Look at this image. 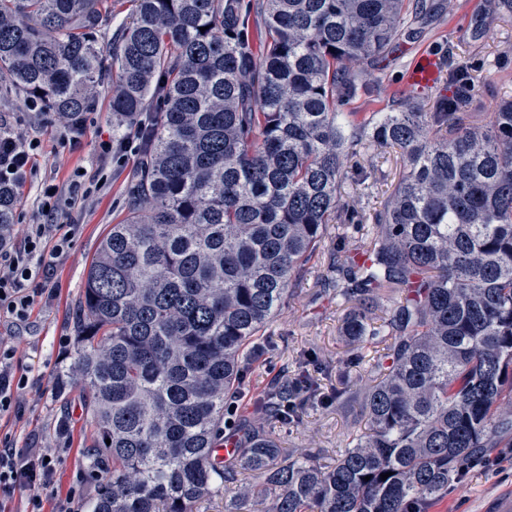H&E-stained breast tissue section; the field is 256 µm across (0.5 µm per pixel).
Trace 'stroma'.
<instances>
[{
  "label": "stroma",
  "instance_id": "1",
  "mask_svg": "<svg viewBox=\"0 0 512 512\" xmlns=\"http://www.w3.org/2000/svg\"><path fill=\"white\" fill-rule=\"evenodd\" d=\"M409 48V53L396 55L373 75L357 73L361 90L346 102L345 111L363 114L391 110L404 90L402 77L409 54L420 49L438 54L443 70L464 68L476 78L474 123H483L500 99L512 98V15L499 10L498 0H453L452 9L439 13ZM0 118L35 144V172L19 190L17 223L35 222L42 182L63 187L75 171L81 170L98 183L89 198L78 200L70 209L81 232L54 269L58 297L50 304L37 305L20 331V366L36 368L47 363L52 371L40 381L42 396L31 402L24 420L13 425L11 432L20 446L33 434L58 447L70 446L71 454L59 470L60 488L65 491L76 467L86 468L94 461L93 430L85 405L86 391L70 374L74 359L60 357L58 339L74 333L76 300L89 264L110 225L125 215V190L139 156L128 153L120 167L100 163L95 143L112 132L110 94L106 91L100 95L76 148L63 144L61 123L54 113L30 110L26 96L4 79L0 80ZM346 171L342 189L358 192L365 227L327 225L308 271L297 279L287 304L262 338L263 349L247 375L250 393L262 390L276 377L292 382L300 375L308 376L319 402L304 408L298 426L276 429L275 434L286 455L310 454L323 463L333 462L350 433L363 430L366 423L360 400L338 405L337 392L368 383L371 367L383 353L382 345L360 348L340 335L344 308L324 288V275L338 240H345L352 249L365 241L366 227L372 226L376 212L402 173L401 153L396 148H384L369 156L361 154L348 160ZM500 453L506 456L500 469L475 466L448 494L432 503L429 512H507L512 507V448L489 451L493 457Z\"/></svg>",
  "mask_w": 512,
  "mask_h": 512
}]
</instances>
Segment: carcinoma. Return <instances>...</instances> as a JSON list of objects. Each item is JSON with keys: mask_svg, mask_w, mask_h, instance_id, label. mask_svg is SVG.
I'll list each match as a JSON object with an SVG mask.
<instances>
[{"mask_svg": "<svg viewBox=\"0 0 512 512\" xmlns=\"http://www.w3.org/2000/svg\"><path fill=\"white\" fill-rule=\"evenodd\" d=\"M97 2L0 0V79L75 121L110 73L112 132L144 125L126 215L76 307L72 375L112 461L91 512H194L241 473L262 487L224 512H426L512 433V99L472 123L460 69L430 112L338 111L354 69L414 38L434 0H131L106 46ZM372 147L405 171L364 259L337 244L325 287L348 305L340 334L387 352L336 462L290 458L226 401L326 224L361 220L340 183ZM17 200L0 185V242ZM301 392L271 387L254 410L286 427ZM226 428L243 436L219 463Z\"/></svg>", "mask_w": 512, "mask_h": 512, "instance_id": "cac0c4a2", "label": "carcinoma"}]
</instances>
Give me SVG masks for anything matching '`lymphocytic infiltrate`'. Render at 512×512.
Returning a JSON list of instances; mask_svg holds the SVG:
<instances>
[{"label":"lymphocytic infiltrate","mask_w":512,"mask_h":512,"mask_svg":"<svg viewBox=\"0 0 512 512\" xmlns=\"http://www.w3.org/2000/svg\"><path fill=\"white\" fill-rule=\"evenodd\" d=\"M32 158L22 138L0 134V182H24L33 169ZM81 187L78 180L67 189L44 183L43 223L26 225L20 242L0 246V318L24 324L36 304L55 296L48 276L67 255L79 231L78 225L62 222L61 201H77ZM18 351L14 338L0 336V419L21 420L25 401L35 387L34 379L17 363ZM67 454V449L47 447L36 436L19 448L12 434H0V512H11L17 499L23 504L22 512H84L87 496L108 475L109 464L101 458L92 472H77V489L62 497L56 476Z\"/></svg>","instance_id":"obj_1"}]
</instances>
